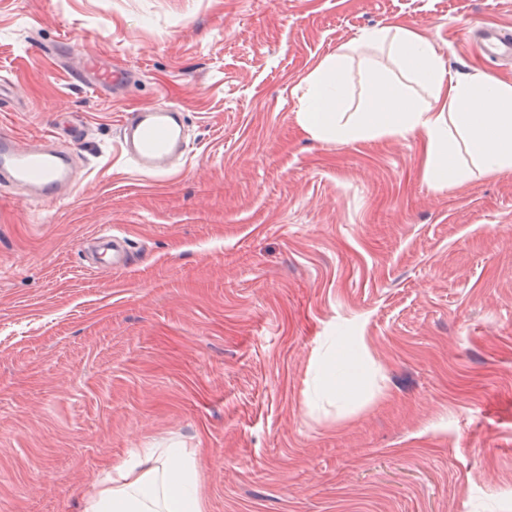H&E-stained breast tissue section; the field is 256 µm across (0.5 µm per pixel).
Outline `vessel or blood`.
I'll return each instance as SVG.
<instances>
[{
  "label": "vessel or blood",
  "instance_id": "b4317fda",
  "mask_svg": "<svg viewBox=\"0 0 512 512\" xmlns=\"http://www.w3.org/2000/svg\"><path fill=\"white\" fill-rule=\"evenodd\" d=\"M484 50L491 58L512 57V30L490 27L482 31ZM73 84L99 94L114 93L131 80L128 70L103 67L98 57L83 56L70 70ZM119 145L126 159L139 171L161 173L179 163L187 152L184 112L162 103L125 114L119 126ZM76 156L48 135L22 140L0 133V187L20 192L27 203L46 206L66 200L76 187ZM95 261L110 272H120L129 260V240L107 231L90 240Z\"/></svg>",
  "mask_w": 512,
  "mask_h": 512
}]
</instances>
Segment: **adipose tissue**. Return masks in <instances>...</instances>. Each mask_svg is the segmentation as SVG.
Instances as JSON below:
<instances>
[{
    "label": "adipose tissue",
    "mask_w": 512,
    "mask_h": 512,
    "mask_svg": "<svg viewBox=\"0 0 512 512\" xmlns=\"http://www.w3.org/2000/svg\"><path fill=\"white\" fill-rule=\"evenodd\" d=\"M359 41L387 52L394 70L366 66L353 111L346 55L324 58L306 79L298 112L310 137L349 143L420 135L424 178L437 189L463 183L475 167L512 170V82L451 74L430 38L401 27L371 28ZM83 512H205L196 458L174 443L142 449L95 476Z\"/></svg>",
    "instance_id": "1"
}]
</instances>
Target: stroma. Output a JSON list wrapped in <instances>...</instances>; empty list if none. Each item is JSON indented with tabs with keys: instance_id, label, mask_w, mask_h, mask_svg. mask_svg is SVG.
Segmentation results:
<instances>
[{
	"instance_id": "35a3bbf8",
	"label": "stroma",
	"mask_w": 512,
	"mask_h": 512,
	"mask_svg": "<svg viewBox=\"0 0 512 512\" xmlns=\"http://www.w3.org/2000/svg\"><path fill=\"white\" fill-rule=\"evenodd\" d=\"M512 0H0V132L67 142L78 185L0 193V512H81L141 448L194 452L206 512H512V170L436 189L419 136L312 139L305 80L368 28L426 35L447 68L512 81L469 32ZM103 57L119 98L46 55ZM187 114L161 175L117 137L127 112ZM131 266L83 259L99 230ZM353 396L320 388L341 346Z\"/></svg>"
}]
</instances>
